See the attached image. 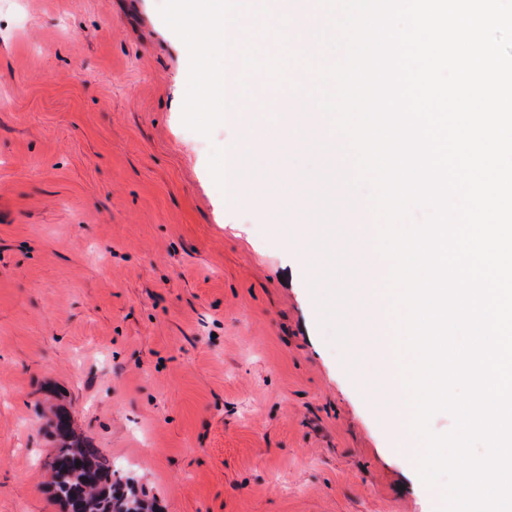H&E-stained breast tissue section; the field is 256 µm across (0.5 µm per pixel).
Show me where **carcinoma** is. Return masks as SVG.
Masks as SVG:
<instances>
[{
    "instance_id": "obj_1",
    "label": "carcinoma",
    "mask_w": 512,
    "mask_h": 512,
    "mask_svg": "<svg viewBox=\"0 0 512 512\" xmlns=\"http://www.w3.org/2000/svg\"><path fill=\"white\" fill-rule=\"evenodd\" d=\"M62 443L51 462V486L69 512H147L136 494L115 492L122 481L110 461L81 439L64 414L52 420Z\"/></svg>"
}]
</instances>
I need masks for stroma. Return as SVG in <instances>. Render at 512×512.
Returning a JSON list of instances; mask_svg holds the SVG:
<instances>
[{
  "label": "stroma",
  "instance_id": "obj_1",
  "mask_svg": "<svg viewBox=\"0 0 512 512\" xmlns=\"http://www.w3.org/2000/svg\"><path fill=\"white\" fill-rule=\"evenodd\" d=\"M164 0H0V512H61L42 416L63 408L158 512H440L396 448L357 306L340 347L291 245L310 212L231 207L187 127ZM296 151L251 196L311 193Z\"/></svg>",
  "mask_w": 512,
  "mask_h": 512
}]
</instances>
